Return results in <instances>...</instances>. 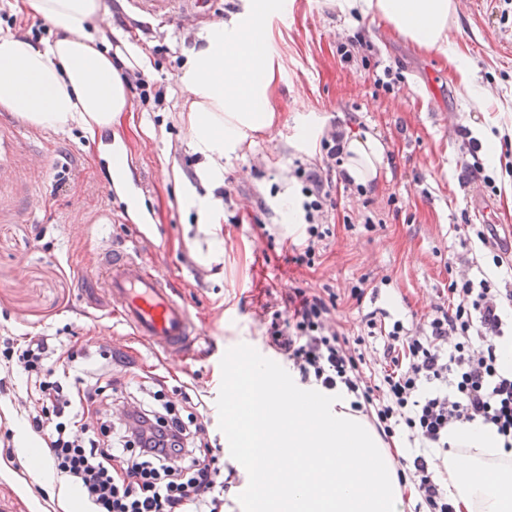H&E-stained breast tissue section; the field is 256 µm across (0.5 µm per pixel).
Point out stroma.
Listing matches in <instances>:
<instances>
[{
  "mask_svg": "<svg viewBox=\"0 0 512 512\" xmlns=\"http://www.w3.org/2000/svg\"><path fill=\"white\" fill-rule=\"evenodd\" d=\"M112 59L127 45L148 58V72L165 84L163 106L141 108L128 92L125 112L110 129L87 136L76 127L41 128L0 109V352L9 339L44 337L72 354L73 376L108 368L117 392L157 381L180 412L205 403L216 441H223L217 399L225 346L240 343L268 353L266 327L256 316L263 289L331 288L344 334H359L364 312L416 323L448 300L451 281L469 274L476 246L468 224H493L512 236V0H455L448 43L463 57L480 90L472 98L447 58L420 49L384 22L340 13L336 0H283L260 19L270 35L275 80L268 90L272 120L221 158L220 183L206 177L211 161L192 144L193 97L179 77L215 27L249 14L252 0H204L168 17L141 13L134 0H106ZM370 43L366 61L341 63L337 42ZM391 70L393 92L375 86ZM495 119L492 151L479 157L493 188L463 179L467 130ZM371 133L384 143L385 164L363 194L337 200L334 237L316 271L292 263L288 241L301 220L287 219L289 193H300L293 160L320 162L319 143L299 145L302 130L332 128ZM128 158L122 183L112 180L111 146ZM201 196L229 191L222 219L202 224L182 201L185 187ZM374 228L359 224L363 208ZM266 224L252 233L243 217ZM351 226H344V219ZM139 248L160 267L190 305L204 339L194 357L159 356L105 309L84 276L100 246ZM364 291L352 299V286ZM24 374L0 390V512H65L67 498L48 466L34 467L23 450L29 436Z\"/></svg>",
  "mask_w": 512,
  "mask_h": 512,
  "instance_id": "stroma-1",
  "label": "stroma"
}]
</instances>
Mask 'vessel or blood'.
<instances>
[{
  "label": "vessel or blood",
  "instance_id": "obj_1",
  "mask_svg": "<svg viewBox=\"0 0 512 512\" xmlns=\"http://www.w3.org/2000/svg\"><path fill=\"white\" fill-rule=\"evenodd\" d=\"M193 0H142L143 13L173 14ZM89 277L100 284L110 308L119 310L125 324L154 351L186 358L201 339L188 304L181 299L166 273L150 269L140 254L130 250H103Z\"/></svg>",
  "mask_w": 512,
  "mask_h": 512
}]
</instances>
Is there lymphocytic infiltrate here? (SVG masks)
<instances>
[{
	"label": "lymphocytic infiltrate",
	"mask_w": 512,
	"mask_h": 512,
	"mask_svg": "<svg viewBox=\"0 0 512 512\" xmlns=\"http://www.w3.org/2000/svg\"><path fill=\"white\" fill-rule=\"evenodd\" d=\"M302 178L306 238L298 265L314 267L332 236L333 184L317 169L296 166ZM447 305L433 306L426 319L407 325L368 313L365 336L349 338L336 327L335 300L301 288L281 306H260L270 346L302 381L328 390L343 387L352 408L375 426L386 443L416 448L398 457L397 473L416 498V512H456L434 478L427 451L447 448L448 430L479 423L494 428L512 448V372L500 363L502 309L512 289L488 277H462L448 287ZM379 338L377 378L364 371L361 346ZM67 358L47 339L15 344L0 366V387L14 372L28 380L29 430L47 450L57 478L87 504V512H224L230 476L212 446L206 422L176 414L163 391L124 403L113 414L112 399L97 377L66 383Z\"/></svg>",
	"instance_id": "obj_1"
}]
</instances>
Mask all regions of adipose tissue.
I'll list each match as a JSON object with an SVG mask.
<instances>
[{
	"label": "adipose tissue",
	"instance_id": "adipose-tissue-1",
	"mask_svg": "<svg viewBox=\"0 0 512 512\" xmlns=\"http://www.w3.org/2000/svg\"><path fill=\"white\" fill-rule=\"evenodd\" d=\"M336 5L383 20L418 47L447 55L461 80L470 82L467 62L448 47L454 0H336ZM25 8L56 35L36 46L0 31V107L40 127L77 126L91 136L111 128L125 111L127 96L111 57L89 33L107 11L104 0H26ZM207 42L189 59L181 81L194 97L196 151L220 157L245 130L269 124L274 70L268 39L256 25L215 29ZM219 57L220 70L213 65ZM343 145L348 176L357 184L372 181L385 158L380 139L354 133ZM448 445L434 456L446 472L457 512H512V449L502 448L492 429L476 424L450 429ZM464 448L470 456H461Z\"/></svg>",
	"mask_w": 512,
	"mask_h": 512
}]
</instances>
